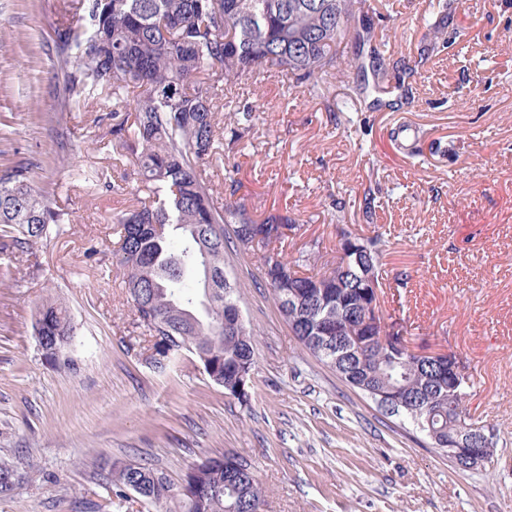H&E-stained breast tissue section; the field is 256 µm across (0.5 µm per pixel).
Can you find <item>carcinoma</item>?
<instances>
[{
	"label": "carcinoma",
	"instance_id": "carcinoma-1",
	"mask_svg": "<svg viewBox=\"0 0 512 512\" xmlns=\"http://www.w3.org/2000/svg\"><path fill=\"white\" fill-rule=\"evenodd\" d=\"M79 24L56 33V53L69 90L99 86L115 103L140 89L129 117L112 126V137L137 167V191L147 201L118 221V259L138 324L154 338L153 365L166 367L182 350L194 353L210 380L246 403L241 378L254 367L253 329L241 317L237 283L224 271L227 243L252 250L281 242L286 217L259 222L239 196L241 183L224 170V205L214 202L201 167L224 140L217 119L220 87L263 70L285 73L296 86L316 92L319 81L342 71L336 44L361 40L358 0H82ZM65 223L53 195L33 185L25 163L0 170V236L22 251ZM182 242L172 251L170 234ZM367 269L336 245V262L323 273H304L282 254L260 257L265 286L303 347L364 396L386 393L404 403L400 417L448 453V432L475 425L467 411V387L448 408V367L421 359L384 339L368 335L363 272L382 280L385 240L363 238ZM197 269L202 298L189 294L184 270ZM35 334L66 353L75 336L68 309L48 296L38 309ZM362 342L358 360L351 345ZM236 455L194 465L177 485L162 470L114 462L105 480L118 498L137 488L156 512H260L264 490L255 467L242 476ZM23 476L0 467V493Z\"/></svg>",
	"mask_w": 512,
	"mask_h": 512
}]
</instances>
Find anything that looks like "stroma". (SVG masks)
I'll return each mask as SVG.
<instances>
[{"label":"stroma","mask_w":512,"mask_h":512,"mask_svg":"<svg viewBox=\"0 0 512 512\" xmlns=\"http://www.w3.org/2000/svg\"><path fill=\"white\" fill-rule=\"evenodd\" d=\"M368 0L361 18L402 89L374 110L360 95L346 38L343 76L302 94L254 73L232 95L252 106L248 136L209 167L224 195L232 166L257 219L285 214L295 262L336 254L338 229L382 235L388 324L413 350L456 354L473 421L492 426L482 468L461 470L400 417L388 416L300 345L259 251L226 249L224 268L254 329L251 398L215 385L195 354L165 370L133 326L117 264V219L138 206L136 167L112 141L117 106L101 90L65 93L55 32L78 0H0V169L33 162L38 187L68 218L20 252L0 247V464L23 476L0 512H154L116 498L103 460L163 469L174 483L232 451L256 467L265 512H512V0H454L443 45L424 0ZM76 328L64 360L38 347L42 298Z\"/></svg>","instance_id":"35a3bbf8"}]
</instances>
